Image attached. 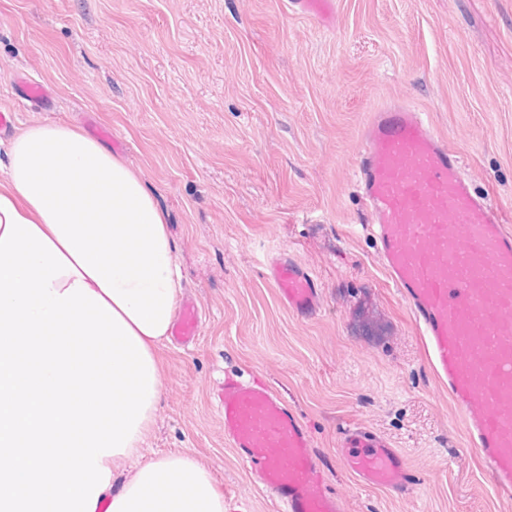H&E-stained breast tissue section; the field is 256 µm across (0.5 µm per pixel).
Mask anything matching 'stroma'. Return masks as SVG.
Segmentation results:
<instances>
[{"label": "stroma", "instance_id": "obj_1", "mask_svg": "<svg viewBox=\"0 0 512 512\" xmlns=\"http://www.w3.org/2000/svg\"><path fill=\"white\" fill-rule=\"evenodd\" d=\"M335 3L325 26L287 0H0V108L16 134L111 130L171 227L200 335L166 344L144 458L191 450L227 512H276L215 406L225 374L254 373L306 421L344 512H512L386 277L355 182L368 112L399 99L512 212V0ZM21 73L55 108L16 100ZM282 252L318 281L314 318L289 313L264 276ZM351 422L404 454L409 496L343 472L336 444Z\"/></svg>", "mask_w": 512, "mask_h": 512}]
</instances>
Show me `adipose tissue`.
Here are the masks:
<instances>
[{"label":"adipose tissue","mask_w":512,"mask_h":512,"mask_svg":"<svg viewBox=\"0 0 512 512\" xmlns=\"http://www.w3.org/2000/svg\"><path fill=\"white\" fill-rule=\"evenodd\" d=\"M0 181V512H224L189 450L143 460L182 292L152 192L100 142L32 126Z\"/></svg>","instance_id":"1"}]
</instances>
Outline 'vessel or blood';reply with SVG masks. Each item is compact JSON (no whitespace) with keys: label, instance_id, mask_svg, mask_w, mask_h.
<instances>
[{"label":"vessel or blood","instance_id":"obj_1","mask_svg":"<svg viewBox=\"0 0 512 512\" xmlns=\"http://www.w3.org/2000/svg\"><path fill=\"white\" fill-rule=\"evenodd\" d=\"M294 12L330 23L333 0H290ZM20 100L46 104L48 86L30 78ZM357 181L380 263L426 341L440 384L497 492L512 497V225L475 190L461 157L414 106L391 102L369 113L360 134ZM266 274L281 303L303 319L321 308L314 276L283 254ZM200 311L184 302L174 341L193 343ZM224 439L282 512H344L327 487L312 435L268 384L225 376L218 398ZM346 473L365 487L410 494L403 455L353 423L337 442Z\"/></svg>","mask_w":512,"mask_h":512}]
</instances>
